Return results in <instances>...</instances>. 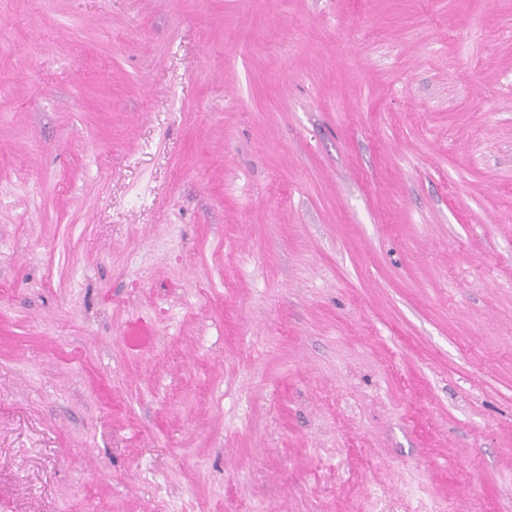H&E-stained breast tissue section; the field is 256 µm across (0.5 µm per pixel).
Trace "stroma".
I'll use <instances>...</instances> for the list:
<instances>
[{"mask_svg": "<svg viewBox=\"0 0 512 512\" xmlns=\"http://www.w3.org/2000/svg\"><path fill=\"white\" fill-rule=\"evenodd\" d=\"M0 512H512V0H0Z\"/></svg>", "mask_w": 512, "mask_h": 512, "instance_id": "obj_1", "label": "stroma"}]
</instances>
